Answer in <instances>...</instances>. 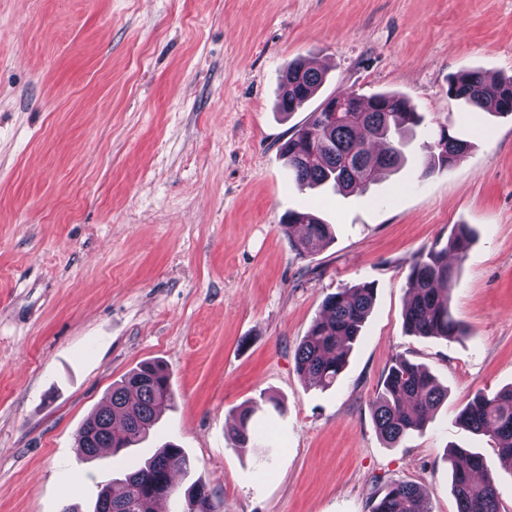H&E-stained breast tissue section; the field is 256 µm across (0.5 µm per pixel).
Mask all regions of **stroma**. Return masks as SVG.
Masks as SVG:
<instances>
[{
    "label": "stroma",
    "instance_id": "obj_1",
    "mask_svg": "<svg viewBox=\"0 0 512 512\" xmlns=\"http://www.w3.org/2000/svg\"><path fill=\"white\" fill-rule=\"evenodd\" d=\"M299 57L326 81L286 117L279 78ZM467 69L512 75V0H0V512H93L166 443L189 467L164 512H185L196 481L216 512H371L394 480L457 512L452 447L483 455L512 512V465L456 422L512 385V116L449 98ZM352 91L422 112L407 164L362 193L298 189L280 143ZM441 123L474 146L429 174ZM291 210L331 224L330 242L293 247ZM460 224L473 240L450 309L466 334L407 335L409 261ZM362 282L373 309L320 390L295 351L324 297ZM397 353L448 400L389 448L370 403ZM152 360L172 406L138 447L81 458L83 421ZM244 405L260 433L245 453L230 440Z\"/></svg>",
    "mask_w": 512,
    "mask_h": 512
}]
</instances>
